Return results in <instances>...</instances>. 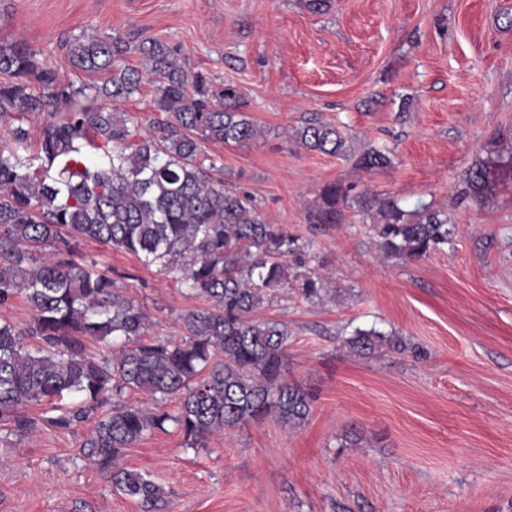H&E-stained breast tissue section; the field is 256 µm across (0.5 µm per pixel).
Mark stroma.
Segmentation results:
<instances>
[{
    "instance_id": "35a3bbf8",
    "label": "stroma",
    "mask_w": 512,
    "mask_h": 512,
    "mask_svg": "<svg viewBox=\"0 0 512 512\" xmlns=\"http://www.w3.org/2000/svg\"><path fill=\"white\" fill-rule=\"evenodd\" d=\"M512 0H0V39L39 52L61 76L67 41L119 43L141 68L142 41L177 48L188 70L236 85L264 135L207 143L224 179L263 219L310 242L307 266L330 297L279 291L262 317L287 322L288 380L314 396L298 428L267 416L187 448L176 430L147 434L121 463L160 484V512H512V181L496 198L466 195L473 162L512 155ZM335 123L353 153L393 150L390 167L302 148L311 116ZM339 182L351 195L448 214L443 249L419 260L381 252L371 219L346 210L314 227L309 212ZM75 260L111 271L149 333L210 301L125 252L79 240ZM418 345L361 356L346 326ZM94 419L23 435L0 426V512H143L91 464Z\"/></svg>"
}]
</instances>
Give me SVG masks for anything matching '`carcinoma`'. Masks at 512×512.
<instances>
[{
	"instance_id": "cac0c4a2",
	"label": "carcinoma",
	"mask_w": 512,
	"mask_h": 512,
	"mask_svg": "<svg viewBox=\"0 0 512 512\" xmlns=\"http://www.w3.org/2000/svg\"><path fill=\"white\" fill-rule=\"evenodd\" d=\"M119 46L85 34L69 40L73 67L105 72L102 85L67 80L38 59L26 43L0 41V307L20 294L33 311L23 333L0 322V424L28 432L47 422L68 429L104 406L84 442L87 455L112 468V486L137 499L143 512L163 501V488L145 475L115 467L123 449L172 424L188 448H203L217 432L273 414L291 427L311 412V394L287 382L288 324L257 316L278 288L322 299L325 280L306 267L308 245L256 213L254 199L224 187V168L204 167L202 144H245L261 136L238 89H213L211 80L186 69L178 52L152 42L149 62H122ZM157 85L155 109L164 117L142 128L119 111ZM111 101V107L99 100ZM43 119L35 152L29 124ZM303 148L339 158L349 145L336 125L318 118L299 128ZM392 165L391 152L370 147L358 155L364 170ZM512 157L475 161L466 194L483 202L497 194ZM312 224H340L344 208L373 217L378 248L421 259L448 243V215L429 204L412 211L394 198H351L340 183L321 192ZM92 239L155 266L188 290L211 299L209 308L179 317L183 335L148 337L144 314L114 290L112 276L95 262L69 258L72 243ZM56 244L58 258L30 266V251ZM110 355L96 358L87 342ZM358 354L382 346L401 352L403 338L357 328L346 339ZM143 392L158 404L174 399L172 413L124 400ZM30 405L51 415L36 418Z\"/></svg>"
}]
</instances>
